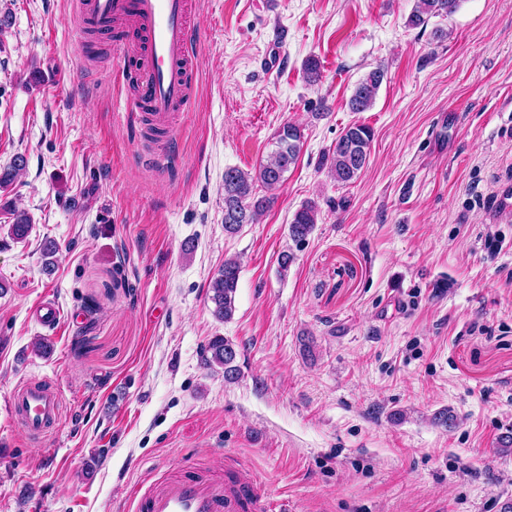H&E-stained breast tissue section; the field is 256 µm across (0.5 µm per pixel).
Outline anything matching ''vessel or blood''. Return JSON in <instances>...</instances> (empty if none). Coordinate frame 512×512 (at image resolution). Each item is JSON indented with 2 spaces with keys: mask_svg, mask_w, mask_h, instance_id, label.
I'll return each instance as SVG.
<instances>
[{
  "mask_svg": "<svg viewBox=\"0 0 512 512\" xmlns=\"http://www.w3.org/2000/svg\"><path fill=\"white\" fill-rule=\"evenodd\" d=\"M78 6L99 25L111 27L133 54L129 77L134 90L126 111L171 128L175 114L188 111L195 99L194 0H79ZM30 315L48 328L61 321L59 308L48 301L33 306ZM10 410L27 438L40 444L62 418L61 393L51 380L27 381L13 390ZM127 512H274V508L268 493L247 471L228 468L218 476L186 467L135 485Z\"/></svg>",
  "mask_w": 512,
  "mask_h": 512,
  "instance_id": "1",
  "label": "vessel or blood"
}]
</instances>
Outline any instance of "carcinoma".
Here are the masks:
<instances>
[{
    "label": "carcinoma",
    "instance_id": "cac0c4a2",
    "mask_svg": "<svg viewBox=\"0 0 512 512\" xmlns=\"http://www.w3.org/2000/svg\"><path fill=\"white\" fill-rule=\"evenodd\" d=\"M462 0H416L408 17L411 28H425L433 17L448 18L460 7ZM385 70L377 67L370 71L355 87L349 100L350 110L365 112L373 105L383 83ZM373 130L354 122L347 126L336 142L322 155L321 164L328 166L336 183L347 186L361 175L367 166L373 141ZM301 128L284 124L276 136V149L269 159L252 172L236 167L224 170V232L237 233L243 225L254 224L271 205L274 196L259 195L257 188L278 190L285 182V174L298 160L303 143ZM318 211L312 204L298 209L289 224V236L298 243L305 240L317 224ZM240 262L235 258L224 260V265L212 277L209 288L213 314L221 321L230 320L235 312ZM236 345L223 336L213 337L206 347L205 364L224 369V381L235 382L240 375Z\"/></svg>",
    "mask_w": 512,
    "mask_h": 512
}]
</instances>
